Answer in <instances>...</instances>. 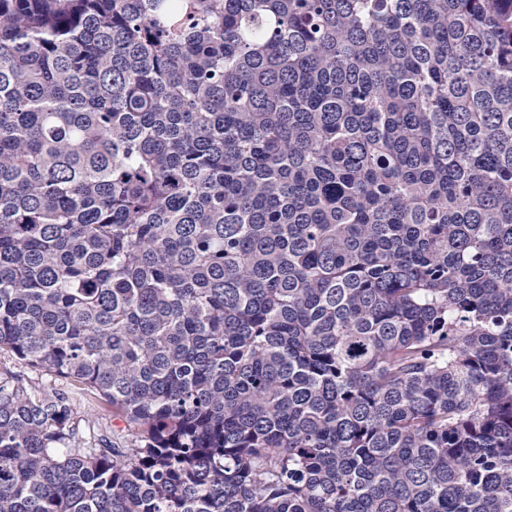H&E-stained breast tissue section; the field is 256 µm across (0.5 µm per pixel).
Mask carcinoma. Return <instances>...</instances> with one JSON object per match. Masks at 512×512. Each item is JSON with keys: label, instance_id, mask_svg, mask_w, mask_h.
Here are the masks:
<instances>
[{"label": "carcinoma", "instance_id": "1", "mask_svg": "<svg viewBox=\"0 0 512 512\" xmlns=\"http://www.w3.org/2000/svg\"><path fill=\"white\" fill-rule=\"evenodd\" d=\"M0 512H512V0H0Z\"/></svg>", "mask_w": 512, "mask_h": 512}]
</instances>
